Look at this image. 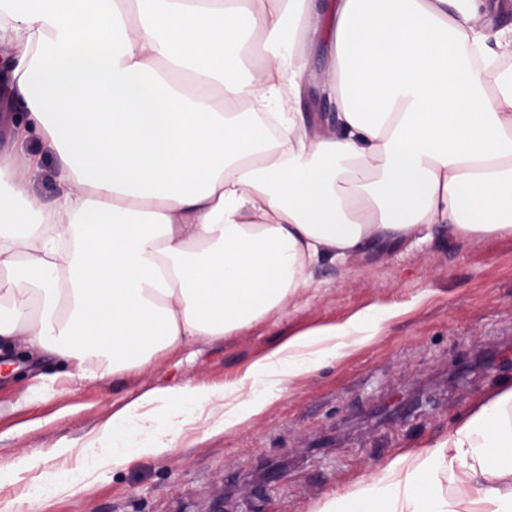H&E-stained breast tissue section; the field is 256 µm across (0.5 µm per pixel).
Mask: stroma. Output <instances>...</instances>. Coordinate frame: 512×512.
Returning a JSON list of instances; mask_svg holds the SVG:
<instances>
[{
	"label": "stroma",
	"mask_w": 512,
	"mask_h": 512,
	"mask_svg": "<svg viewBox=\"0 0 512 512\" xmlns=\"http://www.w3.org/2000/svg\"><path fill=\"white\" fill-rule=\"evenodd\" d=\"M314 284L280 309L210 343L163 352L143 370L40 376L59 362L23 343L0 354V462L42 454L49 493L15 512H316L396 456L446 437L451 426L512 383V233L378 242L346 265L315 268ZM395 312L369 342L287 385L238 431L134 461L101 480L47 452L96 430L141 393L172 383L219 386L294 333L347 320L373 305Z\"/></svg>",
	"instance_id": "1"
}]
</instances>
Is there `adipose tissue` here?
I'll return each instance as SVG.
<instances>
[{
	"instance_id": "1",
	"label": "adipose tissue",
	"mask_w": 512,
	"mask_h": 512,
	"mask_svg": "<svg viewBox=\"0 0 512 512\" xmlns=\"http://www.w3.org/2000/svg\"><path fill=\"white\" fill-rule=\"evenodd\" d=\"M506 8L0 0V58L24 114L0 151V345L115 376L262 319L370 243L435 224L512 232V74L491 81L472 64L512 57V29L485 26ZM320 44L328 66L312 81L303 60ZM314 94L334 122L304 112ZM34 137L56 160L49 201L33 188ZM393 315L377 306L288 336L218 388L150 389L49 454L99 480L171 452L186 426L234 431ZM511 409L505 385L317 512H512Z\"/></svg>"
}]
</instances>
